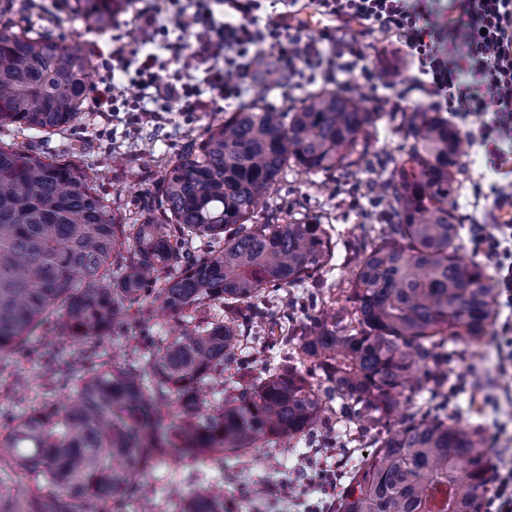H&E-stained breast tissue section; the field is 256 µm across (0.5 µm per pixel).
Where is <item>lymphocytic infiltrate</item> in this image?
Listing matches in <instances>:
<instances>
[{
	"label": "lymphocytic infiltrate",
	"mask_w": 512,
	"mask_h": 512,
	"mask_svg": "<svg viewBox=\"0 0 512 512\" xmlns=\"http://www.w3.org/2000/svg\"><path fill=\"white\" fill-rule=\"evenodd\" d=\"M32 25L63 29L70 0H4ZM283 9L259 19L261 0H143L127 24H114L108 48L90 43L98 81L91 99L102 129L123 118L136 132L171 123L175 110L200 112L239 101L260 65L274 68L285 88L345 75L346 88L382 93L402 103L420 96L450 112L470 143L483 148L486 171L476 197L512 208V0H279ZM332 19L322 37L307 35L304 9ZM395 38L416 68L407 81H387L347 37L351 24ZM134 94H127V87ZM503 224L480 228L474 247L496 271L512 301V262L501 254Z\"/></svg>",
	"instance_id": "f902f5d3"
}]
</instances>
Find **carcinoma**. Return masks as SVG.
I'll list each match as a JSON object with an SVG mask.
<instances>
[{"instance_id": "carcinoma-1", "label": "carcinoma", "mask_w": 512, "mask_h": 512, "mask_svg": "<svg viewBox=\"0 0 512 512\" xmlns=\"http://www.w3.org/2000/svg\"><path fill=\"white\" fill-rule=\"evenodd\" d=\"M104 28L123 0H83ZM76 45L0 29V128L64 131L91 91ZM378 117L355 94L323 89L282 112L255 103L211 125L161 179L160 212L117 222L92 180L61 162L0 146V356H14L47 324L79 345L45 364L43 385L68 390L0 433V486L30 474L46 488L22 499L0 491V512H115L147 507L146 476L166 459L222 457L300 441L326 407L301 369L224 378L238 363L249 315L267 352L291 344L322 370L329 390L376 448L352 467L346 512H487L488 440L443 411L406 416L409 396L448 382L450 344L487 336L495 310L486 267L458 255L460 129L438 112L407 118L406 158L379 198L390 224L354 257L348 316L323 313L298 327L269 316L268 288H296L332 259L317 218L252 224L288 163L313 173L365 164ZM209 249L191 250L196 239ZM224 304V320L210 310ZM174 321L168 334L153 329ZM147 329L126 359L96 344ZM173 512H225L224 490L177 495Z\"/></svg>"}]
</instances>
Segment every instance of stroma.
<instances>
[{
  "label": "stroma",
  "mask_w": 512,
  "mask_h": 512,
  "mask_svg": "<svg viewBox=\"0 0 512 512\" xmlns=\"http://www.w3.org/2000/svg\"><path fill=\"white\" fill-rule=\"evenodd\" d=\"M362 25L352 24L349 38H361L367 62L383 69L391 60H401L399 79L413 74L398 43L381 35L362 37ZM229 107L218 103L179 120L177 127L162 129L150 126L127 133L124 124L115 123L109 135H101L95 113L82 112L79 122L65 132L20 133L0 129V144H17L58 160L77 159L93 177L101 196L110 204L122 223L131 224L146 208L157 207L158 183L168 164L200 142L210 125L223 122ZM407 115L384 111L377 120L370 150L380 157L399 160L406 141ZM457 175L459 192L455 199V216L463 226L460 252L472 258L476 252L472 236L475 223L485 210L477 206L474 185L484 169L483 151L470 146L461 160ZM386 167H364L349 174L339 170L312 174L288 165L275 192L258 211L254 221L273 224L288 216L320 218L332 237L333 260L313 275L295 296L310 308L329 309L344 301L343 290L353 266L352 258L361 243L364 228L380 227L384 217L371 207L376 195L375 181L389 175ZM512 322V306L505 298L497 300V314L482 346L475 350L449 348L448 412L460 422L481 427L491 448L494 469L512 467V357L502 352L499 338L504 322ZM30 356L11 362L0 357V426L9 427L13 412L39 404L47 395L42 385L43 363L69 351L66 342L49 334H38L31 342ZM333 449L323 448L316 439L291 443L287 448L249 450L225 459L213 458L199 465L185 462H160L150 480L151 495L160 505H170L174 491L188 492L205 484L223 487L224 496L235 505V512H310L316 505L315 491L288 501L271 503L262 489L269 483L286 480L308 465H332L333 451L344 452L349 461H357L372 450L371 437H334Z\"/></svg>",
  "instance_id": "obj_1"
}]
</instances>
